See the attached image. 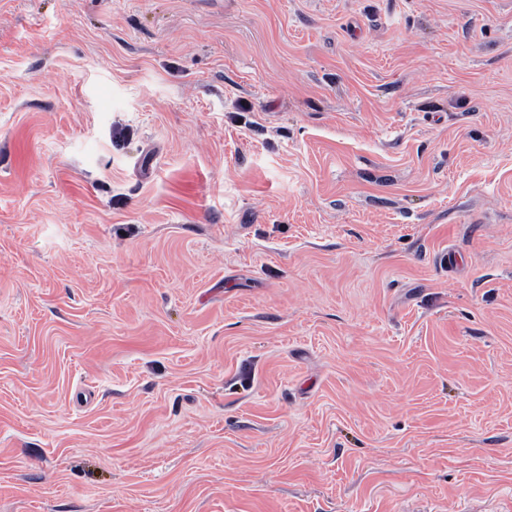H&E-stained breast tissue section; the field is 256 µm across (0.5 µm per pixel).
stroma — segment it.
<instances>
[{"label":"stroma","mask_w":512,"mask_h":512,"mask_svg":"<svg viewBox=\"0 0 512 512\" xmlns=\"http://www.w3.org/2000/svg\"><path fill=\"white\" fill-rule=\"evenodd\" d=\"M0 512H512V0H0Z\"/></svg>","instance_id":"35a3bbf8"}]
</instances>
